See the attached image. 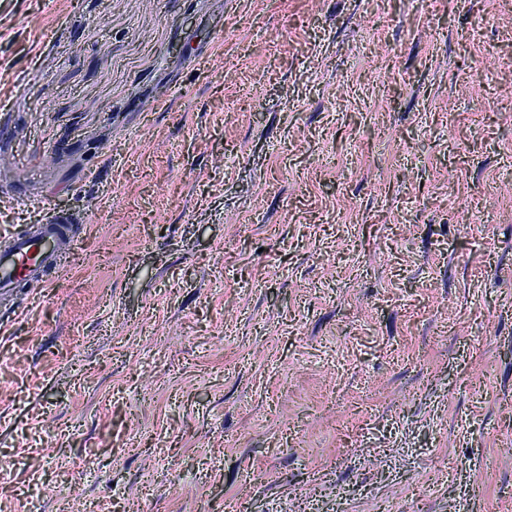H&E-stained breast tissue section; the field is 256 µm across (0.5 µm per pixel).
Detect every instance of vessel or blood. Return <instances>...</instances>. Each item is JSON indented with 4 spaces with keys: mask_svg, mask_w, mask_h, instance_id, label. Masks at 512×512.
Returning <instances> with one entry per match:
<instances>
[{
    "mask_svg": "<svg viewBox=\"0 0 512 512\" xmlns=\"http://www.w3.org/2000/svg\"><path fill=\"white\" fill-rule=\"evenodd\" d=\"M72 219L53 215L13 233L0 244V294L22 284L46 286L50 270H62L76 240L70 235Z\"/></svg>",
    "mask_w": 512,
    "mask_h": 512,
    "instance_id": "obj_1",
    "label": "vessel or blood"
}]
</instances>
